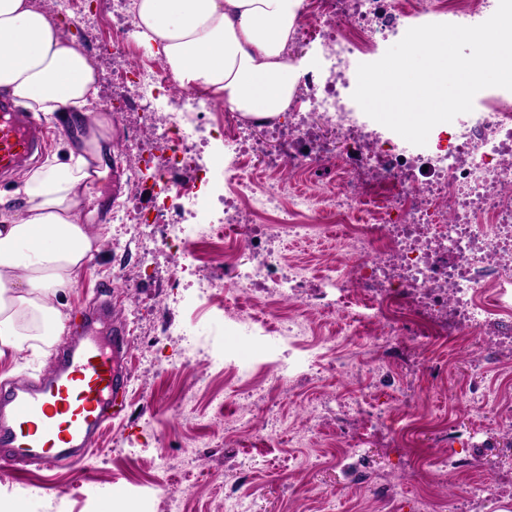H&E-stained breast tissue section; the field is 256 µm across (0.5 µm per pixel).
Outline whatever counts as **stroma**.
Wrapping results in <instances>:
<instances>
[{"label": "stroma", "mask_w": 512, "mask_h": 512, "mask_svg": "<svg viewBox=\"0 0 512 512\" xmlns=\"http://www.w3.org/2000/svg\"><path fill=\"white\" fill-rule=\"evenodd\" d=\"M67 33L97 72L99 95L91 108L100 111L102 103L115 96L108 45L112 21L84 12ZM137 118V105L130 101L114 120L109 176L96 185L80 212L84 223L107 226L110 237L80 273L61 307L65 333L73 335L82 311L97 303L104 286H111L116 319L125 327L129 343L130 384L123 421L100 441L84 470L60 468L50 484L38 466L21 471L0 460V497L20 501L25 512H110L112 506L132 500L141 501L146 512H167L169 494L177 489L183 493L187 512H217L229 493L245 495L251 512H325L329 505L335 512H375L333 465L343 449L335 414L324 415L318 441L310 448L298 447L284 434L267 436L259 411L254 414L253 431L234 433L225 424V416L233 415L243 399L226 373L210 364L206 348L223 349L249 371L282 358L283 350L276 337L236 335L220 310L189 302L186 290L177 285L176 259L143 254L132 228L114 223L122 208L149 211L156 202L150 171L139 170L124 149L128 127ZM283 255L315 274L347 260L346 252L331 238L287 244ZM173 323L184 325L186 335H169ZM370 345V338L358 339L347 368L327 369L319 382L307 378L296 382L275 399L277 412L288 424L304 426L318 400L333 403L365 386L368 373L361 362ZM54 353L51 347L36 352L23 347L0 361V383L47 374ZM418 358L417 349L411 348L397 359L399 405L426 419L445 412L456 426L473 428L471 417L458 407L468 385L482 373L466 347L458 344L442 353L448 371L440 379L418 371ZM438 437V431H428L415 450L392 447L382 438L366 449L368 473L396 487L400 512H416L411 460L418 451L442 453ZM160 456L167 458L168 469L155 466ZM306 457L319 459L320 467L299 468ZM480 465L478 473L449 479L440 495L460 491L475 478L512 477V439L498 437L493 453L481 457Z\"/></svg>", "instance_id": "stroma-1"}]
</instances>
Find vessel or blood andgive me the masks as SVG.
<instances>
[{
	"instance_id": "1",
	"label": "vessel or blood",
	"mask_w": 512,
	"mask_h": 512,
	"mask_svg": "<svg viewBox=\"0 0 512 512\" xmlns=\"http://www.w3.org/2000/svg\"><path fill=\"white\" fill-rule=\"evenodd\" d=\"M45 131L34 113L0 101V173L41 156ZM79 336L53 357L39 381L0 388V459L51 471L81 464L96 439L120 417L128 374L125 332L111 303L83 316Z\"/></svg>"
}]
</instances>
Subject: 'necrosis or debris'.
Segmentation results:
<instances>
[{
    "mask_svg": "<svg viewBox=\"0 0 512 512\" xmlns=\"http://www.w3.org/2000/svg\"><path fill=\"white\" fill-rule=\"evenodd\" d=\"M497 7L498 0H307L294 36L320 51L300 69L286 119L228 114L217 130L225 149L220 170L201 165L187 142L200 130V112L221 110V99L190 88L166 112L156 102L171 93L167 69L137 61L118 69L119 85L143 114L126 150L138 159L156 145L168 152L152 178L169 218L159 238L141 211L123 210L115 222L138 225L143 253L179 252L189 288L207 304L216 299V283L203 274L193 246L203 235L224 240L232 298L260 288L269 297L301 302L303 315L288 317L278 339L292 351L304 347L307 370L317 376L347 364L341 348L366 332L378 349L368 364L374 377L393 375V350L414 344L443 347L489 333L512 342V95L488 91L471 113L423 146L376 126L352 97L358 65L384 55L389 38L399 35L400 17L471 26ZM315 117L335 131L342 151L302 149L282 157L279 167L291 177L335 172L337 187L316 200L259 185L248 167L262 150L255 130L276 135L286 129L305 140ZM187 166L197 172L193 182L170 178V168ZM284 211L289 221L263 231L251 221ZM330 224L353 261L314 282L283 261L280 245L313 239ZM315 312L342 316L340 337H316L309 320ZM378 390L373 383L337 401L343 414L360 421L344 433L345 450L336 458L352 478L362 467L360 449L375 438L387 433L401 444L421 431L407 409L400 410L396 429L386 431ZM462 406L512 429V405L490 385L471 384ZM470 468L469 460L450 451L416 459L419 512H459L456 498L435 495L433 488Z\"/></svg>",
    "mask_w": 512,
    "mask_h": 512,
    "instance_id": "4bbe7bcc",
    "label": "necrosis or debris"
}]
</instances>
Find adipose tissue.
Segmentation results:
<instances>
[{
    "instance_id": "adipose-tissue-1",
    "label": "adipose tissue",
    "mask_w": 512,
    "mask_h": 512,
    "mask_svg": "<svg viewBox=\"0 0 512 512\" xmlns=\"http://www.w3.org/2000/svg\"><path fill=\"white\" fill-rule=\"evenodd\" d=\"M305 0H138V37L181 87L223 98L232 112L276 117L299 66L288 45ZM97 73L81 47L30 0H0V94L61 120L74 141L64 158L0 192V359L25 337L58 340L56 299L75 288L105 233L76 221L84 188L112 154V117L89 108Z\"/></svg>"
}]
</instances>
